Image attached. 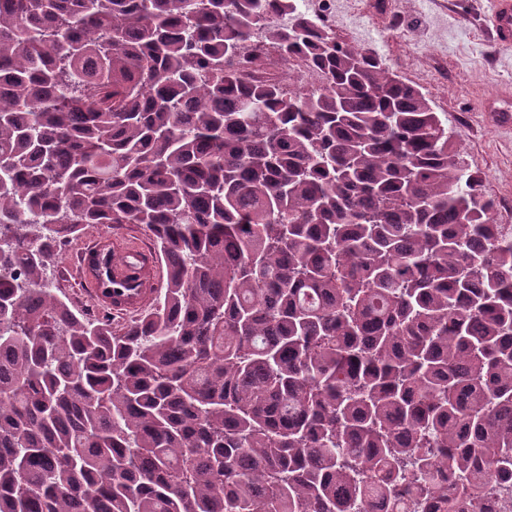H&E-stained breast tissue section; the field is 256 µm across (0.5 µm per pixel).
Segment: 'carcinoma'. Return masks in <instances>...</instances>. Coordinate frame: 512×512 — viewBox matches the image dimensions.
I'll list each match as a JSON object with an SVG mask.
<instances>
[{"mask_svg": "<svg viewBox=\"0 0 512 512\" xmlns=\"http://www.w3.org/2000/svg\"><path fill=\"white\" fill-rule=\"evenodd\" d=\"M257 30L276 79L242 78ZM493 210L295 0H0V512H477L512 478ZM86 224L164 263L124 330L48 279Z\"/></svg>", "mask_w": 512, "mask_h": 512, "instance_id": "carcinoma-1", "label": "carcinoma"}]
</instances>
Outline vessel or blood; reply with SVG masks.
<instances>
[{"mask_svg":"<svg viewBox=\"0 0 512 512\" xmlns=\"http://www.w3.org/2000/svg\"><path fill=\"white\" fill-rule=\"evenodd\" d=\"M487 26L498 45H512V0H490ZM483 107L494 123L512 126V99L501 94L487 96ZM74 275L90 302L102 312L129 316L150 303L163 275L158 259L139 241L98 236L76 254Z\"/></svg>","mask_w":512,"mask_h":512,"instance_id":"1","label":"vessel or blood"}]
</instances>
